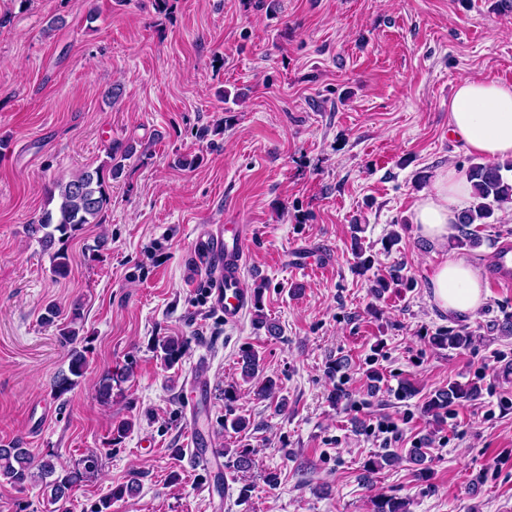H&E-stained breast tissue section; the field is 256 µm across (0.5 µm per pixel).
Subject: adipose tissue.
Segmentation results:
<instances>
[{"label":"adipose tissue","instance_id":"ef3b65f1","mask_svg":"<svg viewBox=\"0 0 512 512\" xmlns=\"http://www.w3.org/2000/svg\"><path fill=\"white\" fill-rule=\"evenodd\" d=\"M448 127L467 149L488 160L512 157V84L464 77L448 102ZM472 186L454 168L440 170L432 190L413 209L411 221L422 238L447 242ZM433 301L442 312H476L484 301L483 268L464 259L436 265L429 278Z\"/></svg>","mask_w":512,"mask_h":512}]
</instances>
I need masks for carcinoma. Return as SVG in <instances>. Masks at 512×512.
<instances>
[{
  "label": "carcinoma",
  "mask_w": 512,
  "mask_h": 512,
  "mask_svg": "<svg viewBox=\"0 0 512 512\" xmlns=\"http://www.w3.org/2000/svg\"><path fill=\"white\" fill-rule=\"evenodd\" d=\"M135 153L134 146L116 145L109 148L107 160L94 169H84L66 181H56L46 189L48 203H56V208H46L39 217L28 225V232L35 236L42 234L41 242L49 245L55 233L65 236L72 231L81 229L86 224L97 223L98 217L110 201L109 181L121 176L125 161ZM512 171V159L505 162H484L471 165L466 177L473 187V203L461 212L458 218L460 236L459 245L476 246L479 239L471 229L474 224H483L490 218L494 209L501 208L512 202V181L504 176V172ZM70 272V256L64 250H58L51 256V273L56 278H66ZM81 307H73L66 316L67 323L60 329V341L66 345L77 343L82 321ZM471 336L459 331H448V335L437 338L441 346L456 349L465 346ZM160 358L169 366H175L182 358L184 341L167 337L157 344ZM240 361L242 371L248 379L255 377L260 367L258 352L245 347L241 350ZM87 367L85 351L75 348L70 350L68 372L58 374L52 384V392L61 398L70 391L83 377ZM477 396V388L473 385H462L457 382L448 384V388L438 390L426 401L425 412L435 421L440 422L448 406L461 400ZM0 479L8 484L24 490L29 486L42 485L50 490L51 498L59 501L69 496L74 476L57 469L56 455L48 452L35 456L25 447L22 439L17 438L7 444L0 445ZM139 487L136 477L119 484L98 503L91 512H111L112 501L125 496H132ZM374 512H409L407 503L392 496H380L374 500Z\"/></svg>",
  "instance_id": "1"
}]
</instances>
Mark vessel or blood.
<instances>
[{
    "label": "vessel or blood",
    "instance_id": "vessel-or-blood-1",
    "mask_svg": "<svg viewBox=\"0 0 512 512\" xmlns=\"http://www.w3.org/2000/svg\"><path fill=\"white\" fill-rule=\"evenodd\" d=\"M197 239L200 251L211 261L212 306L225 323L241 321L253 303L243 276L247 258V232L242 224H207ZM490 282L496 288H512V241L498 245L489 268Z\"/></svg>",
    "mask_w": 512,
    "mask_h": 512
}]
</instances>
